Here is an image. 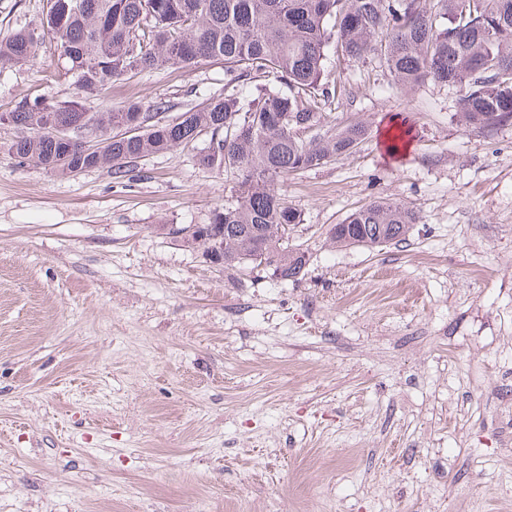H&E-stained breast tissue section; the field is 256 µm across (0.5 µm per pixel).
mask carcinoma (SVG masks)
<instances>
[{
  "label": "carcinoma",
  "instance_id": "1",
  "mask_svg": "<svg viewBox=\"0 0 512 512\" xmlns=\"http://www.w3.org/2000/svg\"><path fill=\"white\" fill-rule=\"evenodd\" d=\"M57 13L41 27L56 40L58 65L83 91L144 71L189 69L203 60L224 61L225 92L201 109L188 110L172 126L140 134L116 133L86 154L81 146L53 134L93 121L109 125L136 119L137 103L120 112H92L79 99L47 105L21 102L12 112L29 134L14 141L12 153L47 171L72 173L108 165L112 177L132 178L138 159L195 142L210 134L197 155L204 169L237 177L236 202L215 210L211 223L193 233H172L207 249L221 236L223 267L265 263L283 280L306 265L305 252L285 239V226L300 214L278 191L290 174L315 168L348 153L366 135L360 124L308 140L293 135L318 123L307 96L329 95L323 82L326 49L355 61L376 60L400 86L425 78L459 84L462 121L487 127L512 121V0H56ZM41 33L24 27L0 41V67L36 56ZM274 73L288 93L266 91L246 101L234 84L258 73ZM417 214L378 200L333 226L329 241L377 247L406 239Z\"/></svg>",
  "mask_w": 512,
  "mask_h": 512
}]
</instances>
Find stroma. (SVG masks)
Masks as SVG:
<instances>
[{
	"instance_id": "obj_1",
	"label": "stroma",
	"mask_w": 512,
	"mask_h": 512,
	"mask_svg": "<svg viewBox=\"0 0 512 512\" xmlns=\"http://www.w3.org/2000/svg\"><path fill=\"white\" fill-rule=\"evenodd\" d=\"M46 0H0V39ZM45 41L0 68V114L78 97ZM321 130L350 155L281 185L302 222L297 280L226 269L168 235L209 223L232 175L208 145L60 175L0 122V512H512V123L467 127L464 89L396 85L328 46ZM224 64L123 78L101 110L166 119L224 94ZM409 147L386 150L391 124ZM388 199L405 241L328 232Z\"/></svg>"
}]
</instances>
